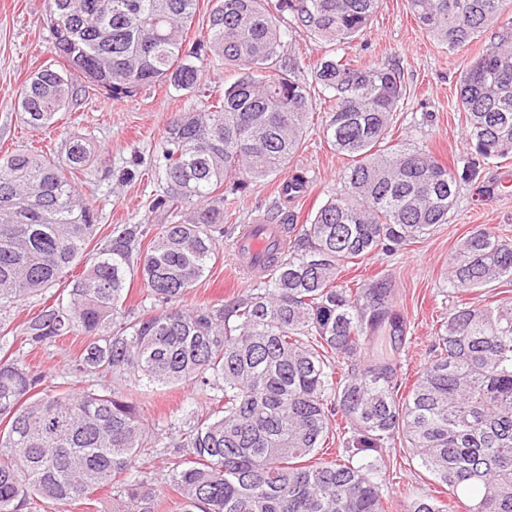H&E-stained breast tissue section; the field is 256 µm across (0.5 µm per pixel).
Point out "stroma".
<instances>
[{"instance_id": "35a3bbf8", "label": "stroma", "mask_w": 512, "mask_h": 512, "mask_svg": "<svg viewBox=\"0 0 512 512\" xmlns=\"http://www.w3.org/2000/svg\"><path fill=\"white\" fill-rule=\"evenodd\" d=\"M46 7L47 0H0V156L35 148L62 158L66 144L76 136L88 139L106 156V163L91 164L77 182L98 212L95 236L86 249L92 256L114 228L154 221L149 204L161 183L155 163L170 122L180 113L201 107L205 95L222 93L225 81L233 79L234 73L220 60L204 59L199 63L200 85L190 92L155 85L133 97L115 100L90 89L79 106L59 113L55 123L32 128L20 116L18 99L25 81L56 61ZM479 50L475 44L465 51H448L418 27L406 0H382L370 32L350 48L369 63L399 61L407 96L392 127L391 142L422 148L446 166L460 162L469 151L454 103L459 74ZM327 118L326 112H315L303 146L287 166L288 171L303 170L312 178L307 193L292 208L298 224L305 223L344 186V161L324 137ZM503 170L512 171V155L490 161L476 182L462 185L447 223L432 234L393 252L358 259L339 274L341 282L351 285L381 277L391 281L395 306L406 322V342L396 351L389 337L383 336L372 349L396 357L403 388H410L429 362L441 319L454 304L447 280L449 255L481 224L512 237V190L485 191ZM280 183V177L270 178L225 207L224 240L216 259L185 296L187 306L228 303L253 287V278L237 263L235 238L245 226L276 210ZM84 346L83 337L64 336L27 353L25 362L31 369L47 373L49 382H68L78 388L82 381L72 365ZM117 387L132 394L143 419L163 439L172 428L212 417L220 406L192 385L145 387L129 379L118 382ZM171 454V449L160 448L138 462L140 471L155 478L160 512H181L179 496L164 482ZM358 458L376 461L378 480L388 497L386 512H404L406 494H433L438 489L402 444L378 452L364 451Z\"/></svg>"}]
</instances>
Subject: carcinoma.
Here are the masks:
<instances>
[{
  "label": "carcinoma",
  "instance_id": "obj_1",
  "mask_svg": "<svg viewBox=\"0 0 512 512\" xmlns=\"http://www.w3.org/2000/svg\"><path fill=\"white\" fill-rule=\"evenodd\" d=\"M197 0H49L52 50L64 61L34 73L19 96L24 122L53 123L85 88L122 99L145 87L192 89L194 60L213 55L238 70L224 97L174 118L156 162L164 175L151 201L163 223L124 224L71 281L67 298L24 323L20 345L82 336V378L133 376L149 385L191 383L223 392L222 415L170 437L167 482L181 512H385L377 466L357 451L403 442L464 512H512V301H457L435 336L433 356L398 397L397 365L367 356L388 334L402 344L404 318L387 279L337 283L345 264L391 252L448 223L459 187L490 159L512 152V17L507 0H407L420 26L450 51L490 33L460 72L458 111L470 153L462 167L387 141L405 98L397 64L367 65L344 53L366 35L381 0H217L206 34L186 44ZM288 18V29L280 19ZM332 54L293 76L277 70L288 30ZM322 100L327 143L352 158L343 193L305 224L271 214L288 239L245 296L187 308L224 237V205L284 171ZM97 160L70 140L64 163L29 150L0 157V315L41 294L79 265L97 211L75 180ZM309 185L304 172L282 185L288 199ZM193 205L187 212L179 204ZM147 246H142L143 241ZM138 275L165 305L157 315L123 307ZM512 285V239L478 227L448 260L457 294ZM0 329V512L34 499L65 504L126 478L122 512H154L152 481L136 470L159 445L131 395L101 384L48 391ZM340 411L350 436L341 458L302 460L329 436ZM406 512H445L417 497Z\"/></svg>",
  "mask_w": 512,
  "mask_h": 512
}]
</instances>
